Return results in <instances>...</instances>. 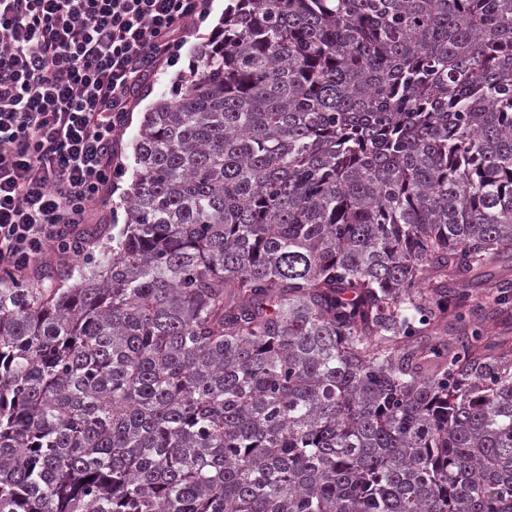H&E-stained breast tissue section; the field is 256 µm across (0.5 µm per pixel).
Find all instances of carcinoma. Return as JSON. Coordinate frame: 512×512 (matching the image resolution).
<instances>
[{"label": "carcinoma", "instance_id": "cac0c4a2", "mask_svg": "<svg viewBox=\"0 0 512 512\" xmlns=\"http://www.w3.org/2000/svg\"><path fill=\"white\" fill-rule=\"evenodd\" d=\"M135 164L0 276V512H512V0H231Z\"/></svg>", "mask_w": 512, "mask_h": 512}]
</instances>
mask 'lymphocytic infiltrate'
<instances>
[{"mask_svg": "<svg viewBox=\"0 0 512 512\" xmlns=\"http://www.w3.org/2000/svg\"><path fill=\"white\" fill-rule=\"evenodd\" d=\"M213 0H0V270L69 254L118 186L137 88L177 64Z\"/></svg>", "mask_w": 512, "mask_h": 512, "instance_id": "1", "label": "lymphocytic infiltrate"}]
</instances>
